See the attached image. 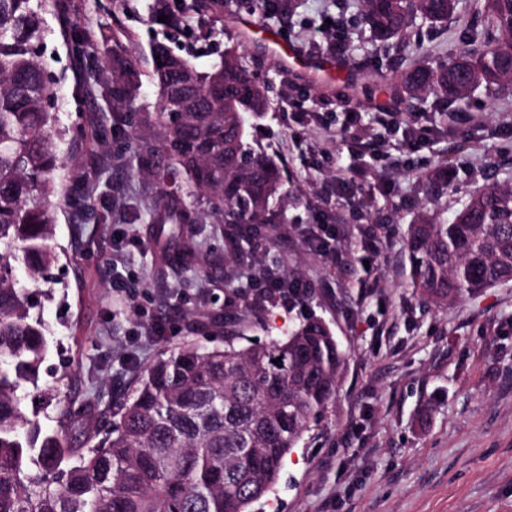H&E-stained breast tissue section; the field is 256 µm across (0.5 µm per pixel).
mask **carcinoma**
Wrapping results in <instances>:
<instances>
[{
	"label": "carcinoma",
	"instance_id": "obj_1",
	"mask_svg": "<svg viewBox=\"0 0 512 512\" xmlns=\"http://www.w3.org/2000/svg\"><path fill=\"white\" fill-rule=\"evenodd\" d=\"M475 13L501 32H471L448 58L414 62L400 87L448 103L480 86L512 81V0H475ZM458 0H362V21L387 42L421 18L445 23ZM66 16L65 0H0V512H250L274 487L290 450L319 423L336 395L346 353L322 319L269 343L184 347L157 359L106 417L92 443L71 401L47 429L22 409L51 353L39 285L58 255L53 246L60 172L58 89L39 45L52 34L45 15ZM112 40V102L140 88L137 56ZM160 59H155V56ZM157 110L145 121L162 137L166 163L154 171L161 192L146 223L175 243L166 265H201L194 225L201 213L183 197L199 194L227 225L233 257L261 246L257 227L286 222L288 194L275 159L253 145L268 100L235 47L209 71L149 47ZM435 197L442 169L422 181ZM412 287L448 306L512 282V184L486 182L451 218L426 208L408 225ZM281 361L274 362V359Z\"/></svg>",
	"mask_w": 512,
	"mask_h": 512
}]
</instances>
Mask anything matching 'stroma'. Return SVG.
Here are the masks:
<instances>
[{
    "label": "stroma",
    "instance_id": "35a3bbf8",
    "mask_svg": "<svg viewBox=\"0 0 512 512\" xmlns=\"http://www.w3.org/2000/svg\"><path fill=\"white\" fill-rule=\"evenodd\" d=\"M71 2V18L90 35L87 62L98 84L87 87L84 64L60 35L57 16L47 15L52 33L40 53L66 97L60 148L76 162L66 170L57 208L60 258L51 270L54 298L43 309L53 348L25 412L53 428L57 407L74 400L101 430L112 399L130 392L158 357L186 345L220 346L230 335L243 345L265 343L314 315L346 352L345 369L321 424L290 451L277 485L254 512H512V283L436 305L412 288L404 246L408 224L426 203L421 179L438 166H447L455 188L435 203L447 217L460 195L488 175L512 183V85L495 93L476 89L446 109L439 96L422 94L414 106L433 135L413 154L389 122L405 102L375 90L379 82L399 85L420 55L446 58L468 31L471 13L437 25L415 21L383 46L371 41L359 0H296L291 13L259 12L258 28L246 37L237 24L238 0L176 27L155 20L153 0ZM327 16L345 32L339 55L348 79L327 81L268 52L272 32L302 55H325L319 25ZM115 28L129 34L126 47L143 69L151 67L156 41L201 71L235 45L265 86L269 111L256 139L277 155L291 202L287 224L262 225L258 257L229 259L226 227L209 217L196 234L201 257L220 260L211 275L159 266L143 218L157 195L146 161L162 147L156 128L141 118L155 111L157 96L143 83L118 112L103 96L112 71L101 35ZM353 109L361 114L360 130L376 135L363 157L370 175L362 190L372 196L365 208L336 191L353 159V135L342 130ZM300 112L323 113L326 129L298 127ZM326 139L331 157L314 160L310 146ZM322 208L343 224L344 267L320 260L305 241V225ZM369 224L382 231L375 285L367 289L357 258ZM133 235L143 246L130 251L124 285L113 288L112 253ZM263 263L297 269L311 282L310 294L255 303L243 283ZM155 321L170 323L174 334L148 339L144 329Z\"/></svg>",
    "mask_w": 512,
    "mask_h": 512
}]
</instances>
